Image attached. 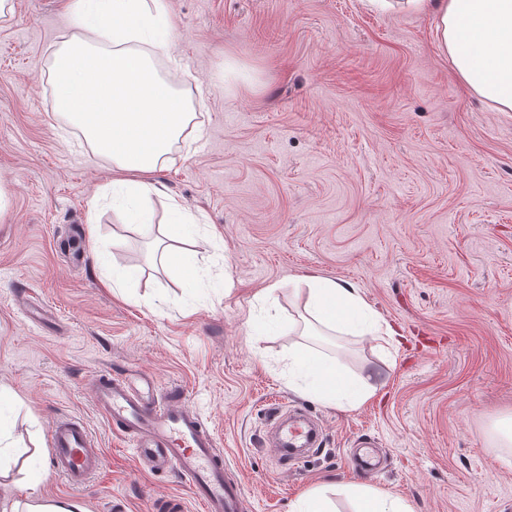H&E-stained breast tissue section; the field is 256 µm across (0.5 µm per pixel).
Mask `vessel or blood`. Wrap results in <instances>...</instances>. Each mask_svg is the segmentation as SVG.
<instances>
[{"label": "vessel or blood", "instance_id": "obj_1", "mask_svg": "<svg viewBox=\"0 0 512 512\" xmlns=\"http://www.w3.org/2000/svg\"><path fill=\"white\" fill-rule=\"evenodd\" d=\"M93 389L100 412L151 473L175 469L187 476L201 512H242L244 486L225 467L213 430L193 409L160 392L154 380L137 383L108 368L96 375ZM280 430L277 445L283 450L310 439L295 422ZM49 438L51 470L70 487H82L99 470L101 451L80 419L55 420Z\"/></svg>", "mask_w": 512, "mask_h": 512}]
</instances>
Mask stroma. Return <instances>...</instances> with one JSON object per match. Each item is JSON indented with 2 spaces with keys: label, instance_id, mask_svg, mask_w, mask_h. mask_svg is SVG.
<instances>
[{
  "label": "stroma",
  "instance_id": "35a3bbf8",
  "mask_svg": "<svg viewBox=\"0 0 512 512\" xmlns=\"http://www.w3.org/2000/svg\"><path fill=\"white\" fill-rule=\"evenodd\" d=\"M13 4L0 22V470L13 498L36 488L87 512L190 500L187 477L149 473L97 409L93 380L110 366L181 390L242 480L243 512H292L324 484L371 486L411 512H512V447L495 428L512 415V112L463 88L434 17L366 0H167L181 64L157 68L202 93L205 134L135 197L54 112L52 53L80 0ZM173 200L213 242L177 269L146 255ZM126 207L153 224L121 225ZM313 276L356 289L397 331L394 350L290 333L287 290ZM29 290L44 315L26 310ZM300 342L372 375L375 396L351 408L289 387ZM295 409L322 443L286 462L272 416ZM64 416L102 451L80 489L48 468ZM363 439L382 458L370 477L347 464Z\"/></svg>",
  "mask_w": 512,
  "mask_h": 512
}]
</instances>
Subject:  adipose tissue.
I'll return each instance as SVG.
<instances>
[{
    "label": "adipose tissue",
    "mask_w": 512,
    "mask_h": 512,
    "mask_svg": "<svg viewBox=\"0 0 512 512\" xmlns=\"http://www.w3.org/2000/svg\"><path fill=\"white\" fill-rule=\"evenodd\" d=\"M374 8L429 13L437 20L442 52L460 81L512 112V0H370ZM80 30L56 50L55 108L79 127L92 150L111 160L125 184L170 159L192 119V103L162 77L156 58H170L173 24L166 0H85ZM305 329L370 336L383 345L396 332L376 319L362 297L336 281L313 277L304 290ZM288 369L305 389L355 407L372 398L368 378L354 381L335 361L301 347Z\"/></svg>",
    "instance_id": "ef3b65f1"
}]
</instances>
